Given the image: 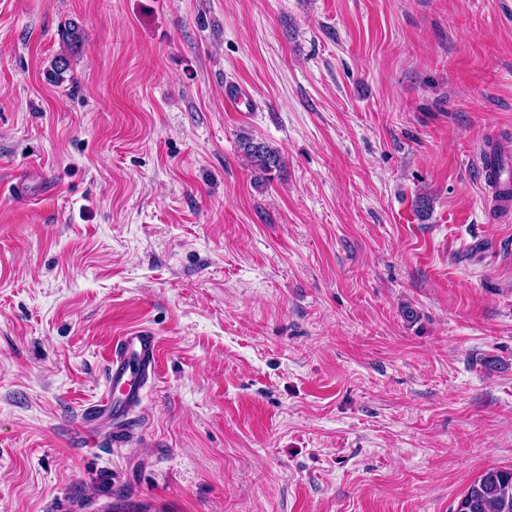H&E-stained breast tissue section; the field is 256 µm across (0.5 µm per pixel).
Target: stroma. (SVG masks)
<instances>
[{
	"label": "stroma",
	"mask_w": 512,
	"mask_h": 512,
	"mask_svg": "<svg viewBox=\"0 0 512 512\" xmlns=\"http://www.w3.org/2000/svg\"><path fill=\"white\" fill-rule=\"evenodd\" d=\"M484 140L512 0H0V512H454L512 467ZM133 327L158 374L86 425ZM62 42L66 53L59 54L54 61L52 76L57 80H63V73L69 70L71 57L81 42V33L75 26L66 28L62 34ZM238 146L249 164L264 175V177H260V180L256 179V186H263L266 182H270L272 173L280 171L284 164L280 149L272 147L267 142L257 140L248 133H240Z\"/></svg>",
	"instance_id": "1"
}]
</instances>
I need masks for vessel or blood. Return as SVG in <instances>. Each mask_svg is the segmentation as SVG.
<instances>
[{"label": "vessel or blood", "instance_id": "1", "mask_svg": "<svg viewBox=\"0 0 512 512\" xmlns=\"http://www.w3.org/2000/svg\"><path fill=\"white\" fill-rule=\"evenodd\" d=\"M161 347L151 331L134 328L112 344L106 392L94 412L125 417L138 404L150 376L155 375Z\"/></svg>", "mask_w": 512, "mask_h": 512}]
</instances>
